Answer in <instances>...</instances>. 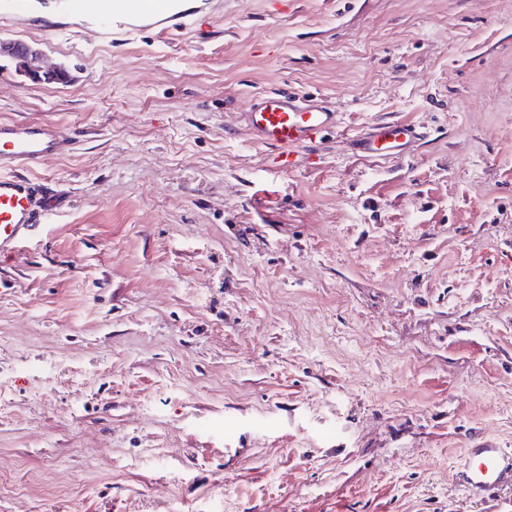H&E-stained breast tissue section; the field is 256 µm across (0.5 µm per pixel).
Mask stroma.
Here are the masks:
<instances>
[{
	"label": "stroma",
	"instance_id": "1",
	"mask_svg": "<svg viewBox=\"0 0 512 512\" xmlns=\"http://www.w3.org/2000/svg\"><path fill=\"white\" fill-rule=\"evenodd\" d=\"M195 31L1 29L0 121L75 133L0 255V512H483L512 448V0H195ZM322 98L289 172L249 97ZM430 136L353 153L374 121ZM234 456H225V449ZM0 57L17 62L19 70L33 83H67L69 72L63 67H46L42 51L30 44L0 41ZM457 472L463 497L486 506V512H512V450L479 445L465 448Z\"/></svg>",
	"mask_w": 512,
	"mask_h": 512
}]
</instances>
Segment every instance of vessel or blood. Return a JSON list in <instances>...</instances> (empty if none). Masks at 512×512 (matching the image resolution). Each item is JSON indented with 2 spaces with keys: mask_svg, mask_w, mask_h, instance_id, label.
Returning a JSON list of instances; mask_svg holds the SVG:
<instances>
[{
  "mask_svg": "<svg viewBox=\"0 0 512 512\" xmlns=\"http://www.w3.org/2000/svg\"><path fill=\"white\" fill-rule=\"evenodd\" d=\"M69 20L72 32L94 27L100 38L161 27L163 33L194 27L196 8L182 0H0V24L31 26L38 9ZM244 119L254 140L273 148L275 166L293 170L300 152L340 128L338 113L317 97L271 90L252 96ZM406 122L371 123L348 139L349 147L381 160L403 161L426 139ZM76 138L48 122H0V253L14 252L38 224L57 210L44 186L29 171L43 161L70 154ZM457 473L464 498L486 505L487 512H512V450L479 445L465 451Z\"/></svg>",
  "mask_w": 512,
  "mask_h": 512,
  "instance_id": "vessel-or-blood-1",
  "label": "vessel or blood"
}]
</instances>
